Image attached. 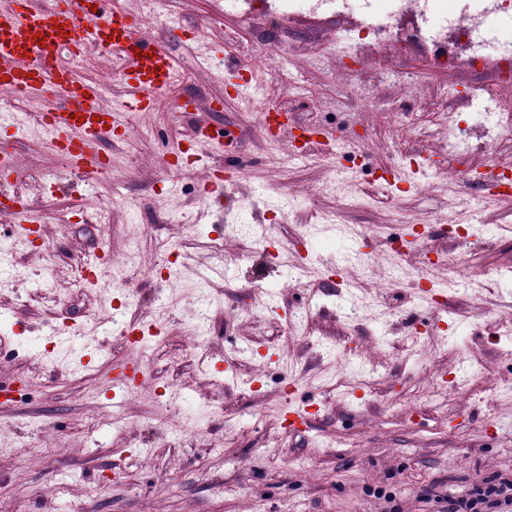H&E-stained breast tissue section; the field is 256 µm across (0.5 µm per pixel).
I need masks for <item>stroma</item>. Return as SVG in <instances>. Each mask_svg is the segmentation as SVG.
Segmentation results:
<instances>
[{"mask_svg":"<svg viewBox=\"0 0 512 512\" xmlns=\"http://www.w3.org/2000/svg\"><path fill=\"white\" fill-rule=\"evenodd\" d=\"M111 6L155 23L151 39L168 45L181 77L131 113L107 146L111 171L91 186L36 122L21 135L0 124L19 161L0 191L46 220L42 248L10 246L0 221V334L11 338L0 385L29 387L24 402L0 408V512H437L425 489L456 497L511 478L512 325L495 333L492 313L512 304V197L489 195L475 175L490 158L512 163L499 114L512 83L489 68L440 74L432 44L407 34L352 44L359 13L284 19L225 0ZM173 20L189 37L207 27L201 49L169 43ZM113 68L90 52L75 72L103 82L115 104L125 88ZM187 99L195 115L179 117ZM258 101L322 132L327 148L269 145ZM199 122L229 131L231 146L167 178L164 160L188 148ZM229 158L249 181L231 179L221 205L198 206L207 168ZM394 169L406 170L409 191L386 181ZM313 212L323 221L310 223ZM448 212L464 233L425 238L401 258L388 251L391 238ZM271 235L279 257L267 266ZM423 251L464 258L472 272L444 285L435 307L418 293ZM105 252L128 263L110 290L87 288L83 268ZM153 266L160 275L143 277ZM489 273L498 288L485 289ZM310 316L336 339L304 335ZM157 320L159 335L127 343L128 326ZM62 321L73 334L51 335ZM87 335L111 362L69 369L61 356L79 355ZM394 343L410 347L409 360ZM343 351L341 380L332 363ZM230 358L233 382L222 372ZM115 362L149 375L116 410L100 394ZM179 384L184 399L158 393ZM287 385L321 407L300 434L278 426ZM170 409L179 430L160 420Z\"/></svg>","mask_w":512,"mask_h":512,"instance_id":"stroma-1","label":"stroma"}]
</instances>
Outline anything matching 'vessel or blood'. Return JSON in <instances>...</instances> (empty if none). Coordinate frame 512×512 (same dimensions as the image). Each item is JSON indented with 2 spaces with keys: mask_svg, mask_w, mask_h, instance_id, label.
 I'll list each match as a JSON object with an SVG mask.
<instances>
[{
  "mask_svg": "<svg viewBox=\"0 0 512 512\" xmlns=\"http://www.w3.org/2000/svg\"><path fill=\"white\" fill-rule=\"evenodd\" d=\"M110 55L125 87L119 105L106 102L99 83L77 79L73 67L87 49ZM179 77L177 60L155 42L143 38L127 16L98 7L90 11L82 0H10L0 9V92L31 96L42 90L55 93L45 110L41 130L48 146L58 153L82 181L89 183L111 170L110 157L99 143L114 129L127 126V115L146 111L157 94ZM233 164L214 170L199 187L206 198L221 194L224 177ZM0 216L12 220L15 242L37 232L41 222L19 196L0 195ZM113 398L135 386L125 365L114 364L108 381Z\"/></svg>",
  "mask_w": 512,
  "mask_h": 512,
  "instance_id": "obj_1",
  "label": "vessel or blood"
}]
</instances>
